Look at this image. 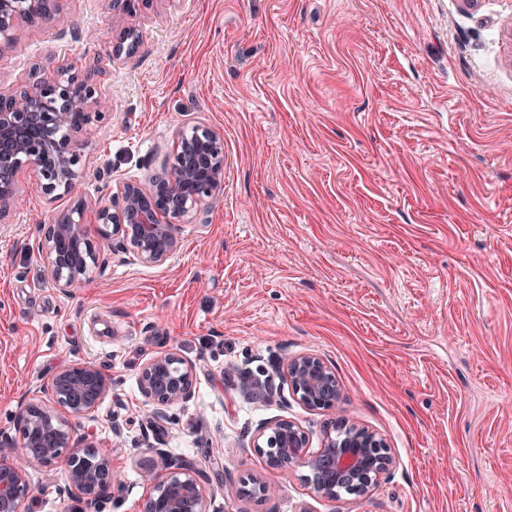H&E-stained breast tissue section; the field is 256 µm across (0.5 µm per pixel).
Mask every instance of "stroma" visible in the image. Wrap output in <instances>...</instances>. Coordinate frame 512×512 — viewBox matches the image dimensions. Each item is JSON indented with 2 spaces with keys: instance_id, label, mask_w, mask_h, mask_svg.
Returning <instances> with one entry per match:
<instances>
[{
  "instance_id": "stroma-1",
  "label": "stroma",
  "mask_w": 512,
  "mask_h": 512,
  "mask_svg": "<svg viewBox=\"0 0 512 512\" xmlns=\"http://www.w3.org/2000/svg\"><path fill=\"white\" fill-rule=\"evenodd\" d=\"M57 20L0 47V96L76 64L110 105L83 142L75 194L23 172L0 217V430L44 401L56 370L92 361L112 394L79 433L155 461L220 472L208 512H512V0H58ZM133 51L115 53L124 33ZM224 137V180L161 265L115 239L71 293L40 225L168 168L180 131ZM173 348L192 398L152 421L140 367ZM312 353L343 414L382 434L393 468L364 496L312 495L305 469L251 446L287 417L319 448L334 412L298 404L281 373ZM272 380L251 400L244 380ZM265 476L230 502L222 480ZM63 469L28 470L23 512H82ZM139 469L96 512H137Z\"/></svg>"
}]
</instances>
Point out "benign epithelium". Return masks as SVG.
<instances>
[{"label":"benign epithelium","mask_w":512,"mask_h":512,"mask_svg":"<svg viewBox=\"0 0 512 512\" xmlns=\"http://www.w3.org/2000/svg\"><path fill=\"white\" fill-rule=\"evenodd\" d=\"M54 0H0V43L12 44L20 25L49 20ZM107 107L98 85L88 76L61 70L51 80L35 79L15 93L0 97V212L17 201V174L24 166L40 176L43 189L74 193L86 175L79 135L104 118ZM224 175V138L209 127L194 126L177 135L169 169L149 185L122 182L107 200L90 205L80 196L51 223L41 226L38 249L48 259L51 282L63 293L86 279L97 261L91 225L103 237L114 235L140 262L162 264L173 254L180 224L220 187ZM293 394L309 410H337L343 391L329 365L313 354L289 358L284 366ZM196 368L176 349L157 353L142 365L139 390L150 418L164 420L168 409L193 395ZM49 404L17 414L21 443L0 433V512H21L30 494L28 466H64V490L85 508L112 497L119 484L115 454L86 436H77L71 419L92 418L112 394V379L103 369L82 361L52 373L41 385ZM253 448L269 468L308 471L306 481L317 498L334 500L349 484L364 495L395 458L379 433L340 416L324 433L321 448L310 450L308 433L297 422L276 418L263 424ZM147 495L141 512H207L208 473L191 463L168 462L165 470L144 467ZM270 486L258 476L224 485L231 501L262 498Z\"/></svg>","instance_id":"obj_1"}]
</instances>
